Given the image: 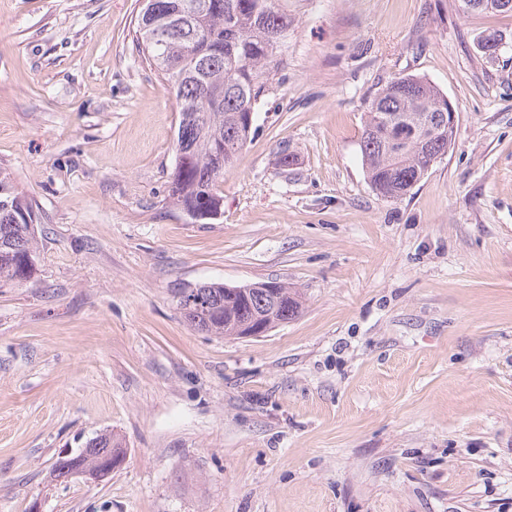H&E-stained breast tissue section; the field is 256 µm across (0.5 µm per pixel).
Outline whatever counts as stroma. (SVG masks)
I'll use <instances>...</instances> for the list:
<instances>
[{
  "label": "stroma",
  "instance_id": "obj_1",
  "mask_svg": "<svg viewBox=\"0 0 512 512\" xmlns=\"http://www.w3.org/2000/svg\"><path fill=\"white\" fill-rule=\"evenodd\" d=\"M283 4L223 213L195 221L138 0H0V171L39 215L33 278L0 281V512H512V12ZM403 76L457 121L389 200L359 142ZM271 281L303 307L259 338L177 303ZM104 431L120 469L52 479Z\"/></svg>",
  "mask_w": 512,
  "mask_h": 512
}]
</instances>
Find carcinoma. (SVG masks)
I'll return each mask as SVG.
<instances>
[{
	"label": "carcinoma",
	"instance_id": "cac0c4a2",
	"mask_svg": "<svg viewBox=\"0 0 512 512\" xmlns=\"http://www.w3.org/2000/svg\"><path fill=\"white\" fill-rule=\"evenodd\" d=\"M291 20L279 0H142L134 37L145 62L162 76L178 101L176 163L169 203L197 220L223 213L219 185L251 134L248 113L288 45ZM448 111L447 97L429 81L398 77L371 102L360 138L367 179L384 198L398 199L448 151L447 130L432 133L427 121ZM32 203L10 176L0 174V278L18 285L35 272ZM204 309H183L197 329L215 336H239L245 314L241 300L224 295V285L186 289ZM266 289L252 290L256 311L275 326L295 318L302 297L287 284L274 308ZM126 454L110 432L90 439L78 456L90 469L105 455Z\"/></svg>",
	"mask_w": 512,
	"mask_h": 512
}]
</instances>
